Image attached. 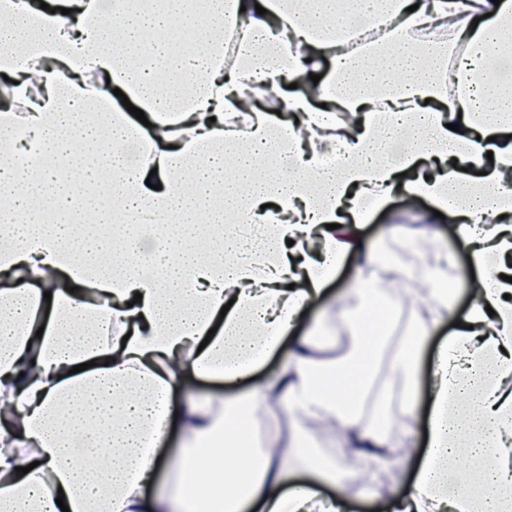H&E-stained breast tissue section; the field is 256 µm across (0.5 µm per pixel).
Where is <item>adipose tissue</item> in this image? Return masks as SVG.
<instances>
[{
	"instance_id": "ef3b65f1",
	"label": "adipose tissue",
	"mask_w": 512,
	"mask_h": 512,
	"mask_svg": "<svg viewBox=\"0 0 512 512\" xmlns=\"http://www.w3.org/2000/svg\"><path fill=\"white\" fill-rule=\"evenodd\" d=\"M362 21L384 34L351 48ZM146 25L168 42L144 50ZM511 48L512 0H0V512H341L349 492L321 489L349 449L395 454L397 380L427 441L373 512H512ZM27 148L39 165L18 164ZM396 192L431 204L402 244L434 243L448 214L475 278L458 313L457 256L435 246L364 419L372 320L414 272L360 230ZM102 193L111 213L84 223ZM346 261L365 275L333 308L355 340L340 354L296 327ZM204 380L238 390L172 403ZM258 412L296 417L293 445L249 440ZM327 420L343 434L320 460Z\"/></svg>"
}]
</instances>
